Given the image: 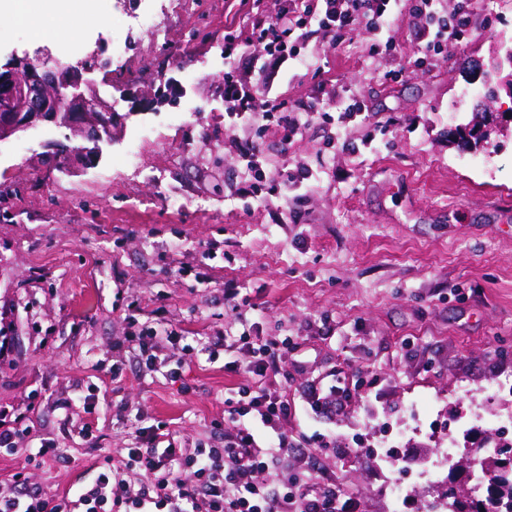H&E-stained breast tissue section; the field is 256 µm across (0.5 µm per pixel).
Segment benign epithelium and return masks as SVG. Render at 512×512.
<instances>
[{"instance_id":"1","label":"benign epithelium","mask_w":512,"mask_h":512,"mask_svg":"<svg viewBox=\"0 0 512 512\" xmlns=\"http://www.w3.org/2000/svg\"><path fill=\"white\" fill-rule=\"evenodd\" d=\"M94 69L76 64L53 68L28 59L8 68L0 77V141L39 123L65 127L87 142L75 150L55 148L72 165H91L99 156L100 143L112 136L115 111L112 104L93 94L87 75Z\"/></svg>"}]
</instances>
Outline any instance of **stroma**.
<instances>
[{"mask_svg":"<svg viewBox=\"0 0 512 512\" xmlns=\"http://www.w3.org/2000/svg\"><path fill=\"white\" fill-rule=\"evenodd\" d=\"M281 3L255 13L242 0H119L111 37L89 25L70 39L112 70L108 83L94 75L120 117L99 159L55 168L47 145L81 141L52 124L0 142V410L25 408L31 439L56 450L34 462L26 449L0 453V482L21 472L54 497L89 485L100 466L120 468L134 420L190 451L222 438L241 379L207 350L242 320L260 339L288 341L270 380L288 403L280 429L317 462L308 471L283 459L289 476L335 484L362 512H391L396 464L372 453L385 432L402 433L399 455L415 459L449 422L512 406V392L490 390L512 382V98L501 96L504 132L488 145L448 140L449 113L477 104L460 95L469 62L490 66L500 42L512 46V0H472L468 40L419 68L424 24L407 17L392 24V52L369 53L364 33L305 43L274 92L334 114L350 91L365 110L343 129L314 119L291 138L233 122L224 101L225 73L256 83L252 23L276 18ZM144 11L164 36L131 29ZM228 34L241 47L229 58ZM38 36L0 20V69L34 58ZM112 37L127 42L120 55ZM163 79L180 89L175 103L141 110L123 94ZM251 141L257 173L240 157ZM301 168L311 177L288 199L239 194L255 181L271 191ZM228 280L245 299L234 314ZM149 328L184 338L160 345L153 371L123 344ZM338 382L339 410L315 409L312 388Z\"/></svg>","mask_w":512,"mask_h":512,"instance_id":"35a3bbf8","label":"stroma"}]
</instances>
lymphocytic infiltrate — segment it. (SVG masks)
Listing matches in <instances>:
<instances>
[{"instance_id":"lymphocytic-infiltrate-1","label":"lymphocytic infiltrate","mask_w":512,"mask_h":512,"mask_svg":"<svg viewBox=\"0 0 512 512\" xmlns=\"http://www.w3.org/2000/svg\"><path fill=\"white\" fill-rule=\"evenodd\" d=\"M468 0H460L453 13H445L441 0H285L277 21L253 23V42L269 55L293 59L300 55L297 39L323 33L335 42L353 35L373 34L370 52L391 47L383 24L391 18L425 19L424 48L439 53L445 43L464 42L468 36ZM224 100L235 117L256 118L276 124L293 137L314 116L326 123L357 116L362 106L346 96L340 116L316 113L313 104L286 106L279 98L224 77ZM215 348L230 360L227 370L244 379L228 409L232 424L219 446L186 453L161 446L149 436L140 448L126 452L125 466L135 472L133 481L114 487L112 470L99 471L92 485L60 498L30 486L16 475L13 490L0 492V512H360L358 502L317 483L287 486L276 463L288 453V437L278 432L288 407L267 381L277 374L287 341L255 342L250 329L217 338Z\"/></svg>"}]
</instances>
